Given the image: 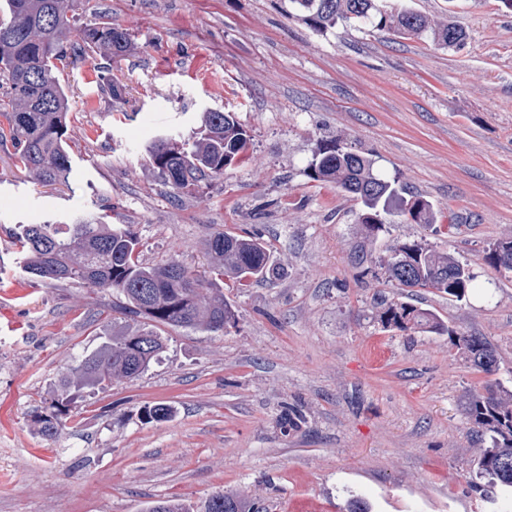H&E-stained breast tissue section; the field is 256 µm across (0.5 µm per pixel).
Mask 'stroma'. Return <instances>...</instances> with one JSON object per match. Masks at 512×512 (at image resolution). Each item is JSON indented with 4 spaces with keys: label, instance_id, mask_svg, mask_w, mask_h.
<instances>
[{
    "label": "stroma",
    "instance_id": "stroma-1",
    "mask_svg": "<svg viewBox=\"0 0 512 512\" xmlns=\"http://www.w3.org/2000/svg\"><path fill=\"white\" fill-rule=\"evenodd\" d=\"M455 23L444 48L371 25L321 32L289 0H91L76 26L105 18L131 52L83 54L60 79L71 112L70 184L44 187L0 147V512H142L213 492L257 498L267 512H488L468 482L481 447L467 397L512 387V274L487 262L512 238V12L500 0H386ZM123 89L102 90V76ZM207 108L234 112L246 153L190 194L153 171L156 137L190 138ZM371 157L407 193L431 200L435 227L393 217L363 244L357 201L308 178L320 143ZM112 207L144 264L175 260L199 274L215 231L257 232L281 277L224 296L237 324L220 333L158 326L164 349L133 379L86 390L58 442L32 431L68 367L129 319L113 297L28 274L9 232L71 224ZM422 240L474 275L460 300L432 289L413 305L498 356L494 375L452 339L383 328L379 297L397 290L380 267L393 246ZM174 409L144 423L143 407ZM304 421L289 428V408Z\"/></svg>",
    "mask_w": 512,
    "mask_h": 512
}]
</instances>
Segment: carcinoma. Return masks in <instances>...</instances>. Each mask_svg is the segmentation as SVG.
<instances>
[{"label": "carcinoma", "mask_w": 512, "mask_h": 512, "mask_svg": "<svg viewBox=\"0 0 512 512\" xmlns=\"http://www.w3.org/2000/svg\"><path fill=\"white\" fill-rule=\"evenodd\" d=\"M301 20L319 30L341 22H370L379 31L401 35L430 34L448 48L466 40L462 27L436 25L422 14L401 7L387 9L378 0H289ZM77 0H5L0 12V144L10 143L14 157L28 177L42 186H67L72 172L67 151L68 90L57 72L76 62L77 54L61 41L74 21ZM89 52L121 57L132 44L129 30L102 20L77 30ZM250 143L248 131L232 112H205L191 140L161 137L148 146V157L159 177L178 193L224 173V155H241ZM307 176L329 183L360 204L357 223L373 239L396 214L413 224L434 223L433 204L421 195L402 196L398 182L383 177L375 162L341 146L323 142L307 167ZM107 214L74 224H20L12 232L23 253L24 268L51 284L76 282L116 295L114 308L131 320H148L171 328L218 333L235 325L232 304L214 288V281L245 285L242 276L266 280L281 276L271 246L257 236L216 232L207 243L211 279L203 280L182 264L146 265L139 259L138 238L129 224H108ZM508 260H503V257ZM489 265L499 273L512 272V238L492 245ZM386 280L399 288L435 289L457 300L465 296L473 276L450 253L427 243L408 241L392 249L384 265ZM378 320L400 330L445 332L460 353L485 374L495 371L493 346L480 336H458L435 314L407 302L383 300ZM163 350L161 336L147 328L128 329L64 373L50 411L37 415L33 432L46 442L57 441L67 427L70 409L82 389L131 379L144 372ZM174 410L165 404L146 406L147 422L164 421ZM472 431L484 443L474 488L494 487L512 496V388L488 383L472 394L467 405ZM222 505L209 496L194 508L178 500L151 502L145 512H260L256 503L221 494Z\"/></svg>", "instance_id": "cac0c4a2"}]
</instances>
